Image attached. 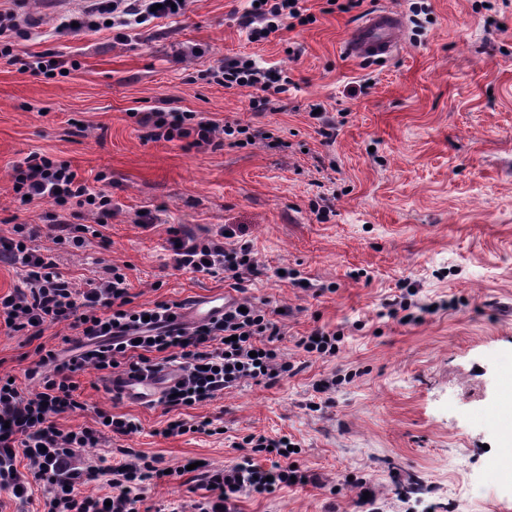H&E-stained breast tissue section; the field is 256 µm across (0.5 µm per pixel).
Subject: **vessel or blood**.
<instances>
[{
    "mask_svg": "<svg viewBox=\"0 0 512 512\" xmlns=\"http://www.w3.org/2000/svg\"><path fill=\"white\" fill-rule=\"evenodd\" d=\"M403 27L401 16L391 10L372 11L358 19L349 29L344 51L353 58L377 62L391 59L401 48L400 35ZM226 297L210 294L189 303L188 319L204 321L222 314ZM181 373L165 367L152 373L124 374L112 377L106 384L108 393L142 406H149L167 388L175 385Z\"/></svg>",
    "mask_w": 512,
    "mask_h": 512,
    "instance_id": "1",
    "label": "vessel or blood"
}]
</instances>
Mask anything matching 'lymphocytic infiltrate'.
I'll list each match as a JSON object with an SVG mask.
<instances>
[{
	"mask_svg": "<svg viewBox=\"0 0 512 512\" xmlns=\"http://www.w3.org/2000/svg\"><path fill=\"white\" fill-rule=\"evenodd\" d=\"M189 0H94L77 18H63L61 28L78 27L94 31L111 26L118 43L131 41L135 30L156 20L184 14ZM286 20L308 21L301 0H261L245 9L241 26L251 40L267 38ZM30 31L17 14L0 10V59L31 75H47L61 68L53 50H45L34 60L20 58L15 39H28ZM213 80L226 89L253 88L258 92L251 104L264 110L267 93H286L290 78L279 71H267L244 56L225 58L211 72ZM150 140L192 139L194 144L223 146L225 138L242 134V127L222 124L195 112L152 110L135 115ZM18 197L44 201L51 209L45 228L17 224L13 234L0 238V264L20 267V283L0 296V326L7 335L21 334L36 344V361L28 369L29 379L38 383L27 393L0 376V490L8 492L16 505L33 502L35 490H42L47 512H166L146 507L148 485L164 481L162 468L154 460L136 454L118 464H81L78 453L99 447L111 437H127L138 432L135 419L101 411L95 425L70 430L58 427L62 414L82 409L76 378L92 369L101 374L117 371L148 372L164 363H176L184 377L174 394L161 399L171 412L162 434L213 435V419L179 416L184 407L216 400L225 391L248 383L272 385L297 369L279 348L284 333L277 320L261 305L245 297L231 302L220 317L186 327L178 324L180 302H158L149 309L132 308L130 281L126 268L111 264L102 278L87 279L76 286L61 270L53 248L84 246L87 238L100 237V229L112 217V197L92 187L78 176L71 164L43 154L29 155L12 174ZM94 212L95 224H85V212ZM47 235L52 247L37 245ZM224 232L197 241L180 237L171 241L176 270L224 276L243 283L259 267L248 244H228ZM65 323L80 338L69 354L42 343L46 326ZM251 455L221 469L200 466L197 488L200 496L189 512H237L241 497L272 494L291 484L306 485L310 477L288 462L290 452L283 438L263 435L244 437ZM272 452L270 466L255 462L258 453ZM28 461V472L17 468L18 458ZM107 477L109 498L86 495L80 488Z\"/></svg>",
	"mask_w": 512,
	"mask_h": 512,
	"instance_id": "lymphocytic-infiltrate-1",
	"label": "lymphocytic infiltrate"
}]
</instances>
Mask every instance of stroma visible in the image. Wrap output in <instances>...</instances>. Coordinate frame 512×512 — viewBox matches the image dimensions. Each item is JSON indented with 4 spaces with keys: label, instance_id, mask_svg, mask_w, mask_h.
I'll return each instance as SVG.
<instances>
[{
    "label": "stroma",
    "instance_id": "1",
    "mask_svg": "<svg viewBox=\"0 0 512 512\" xmlns=\"http://www.w3.org/2000/svg\"><path fill=\"white\" fill-rule=\"evenodd\" d=\"M87 5L0 0L32 21L21 52L51 48L65 62L49 76L0 62V236L42 223L49 209L12 190V169L29 153L69 161L90 181L106 175V238L60 248L63 272L80 285L106 265H128L138 307L223 293L291 308L280 348L300 370L189 409L222 433L168 438L162 406L113 397L84 372V407L58 417L61 429L93 424L100 410L141 424L84 459L116 462L128 448L156 458L178 475L150 486L148 504H186L196 484L188 461L221 468L245 456L243 437L285 435L301 446L291 462L321 486L244 497L239 512H365L361 481L379 512H512V483L497 474L508 449L502 412L512 404V0H362L347 12L304 0L312 22L259 42L238 24L247 0H191L184 15L123 45L105 27L59 30L63 15ZM379 8L403 18L398 55L348 57V29ZM235 55L284 70L293 87L259 112L255 89L201 80ZM316 105L330 136L310 114ZM150 108L201 112L248 128L255 142L148 141L134 115ZM74 119L85 135L73 134ZM145 209L154 216L147 228ZM222 227L259 261L240 292L231 280L172 267V238ZM280 268L304 287L278 278ZM407 295L448 306L416 322L388 316ZM316 329L343 333L335 357L297 348ZM36 359L25 337L0 333V374L35 389L25 373ZM333 376L341 385L316 393Z\"/></svg>",
    "mask_w": 512,
    "mask_h": 512
}]
</instances>
